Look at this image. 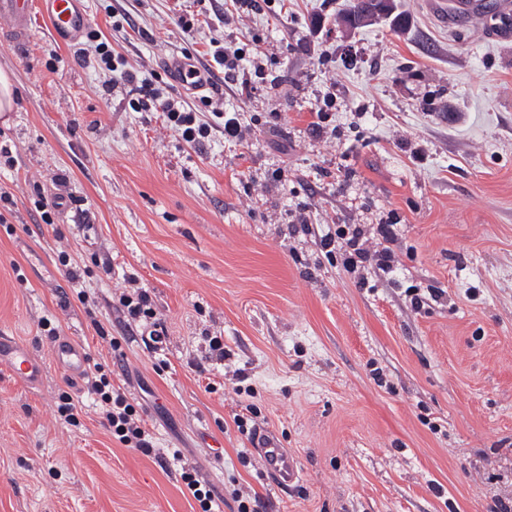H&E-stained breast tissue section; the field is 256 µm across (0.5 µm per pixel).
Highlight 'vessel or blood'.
Segmentation results:
<instances>
[{"label": "vessel or blood", "mask_w": 512, "mask_h": 512, "mask_svg": "<svg viewBox=\"0 0 512 512\" xmlns=\"http://www.w3.org/2000/svg\"><path fill=\"white\" fill-rule=\"evenodd\" d=\"M39 11L49 22L54 35L68 41L82 35L90 25L82 0H0V17L11 24L14 49H21L29 40L32 11ZM54 364L72 380L82 379L87 370L88 354L72 336L55 337L50 346ZM0 366L6 367L16 381L29 389L40 386L44 375L43 362L31 348L15 337L0 332ZM250 447L261 460L263 472L276 485L288 488L299 482L301 467L297 457L283 448L271 430H256Z\"/></svg>", "instance_id": "1"}]
</instances>
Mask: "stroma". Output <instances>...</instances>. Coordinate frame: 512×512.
Returning a JSON list of instances; mask_svg holds the SVG:
<instances>
[{
  "instance_id": "35a3bbf8",
  "label": "stroma",
  "mask_w": 512,
  "mask_h": 512,
  "mask_svg": "<svg viewBox=\"0 0 512 512\" xmlns=\"http://www.w3.org/2000/svg\"><path fill=\"white\" fill-rule=\"evenodd\" d=\"M457 2L396 0L405 28L344 37L349 0H288L191 30L175 0H85L139 76L212 123L196 146L134 109L129 87L105 91L109 74L43 16L20 53L0 18L14 88L0 140L15 146L0 167V331L46 366L35 390L0 366V512H199L182 467L164 463L174 448L222 512L241 496L265 512L512 508V42L488 37L506 0ZM255 40L251 90L223 79L211 105L165 68L174 51L204 67L209 42ZM327 96L336 118L319 132ZM223 112L246 141L225 142ZM41 196L63 199L53 224ZM385 221L394 273L349 271L320 247L337 225L370 236ZM63 250L87 272L90 306L44 277L49 264L62 273ZM128 275L155 312L133 327L118 302ZM50 324L139 405L156 454L112 439L86 382L53 364ZM65 392L79 426L58 417ZM258 427L299 458L295 488L266 479L249 446Z\"/></svg>"
}]
</instances>
